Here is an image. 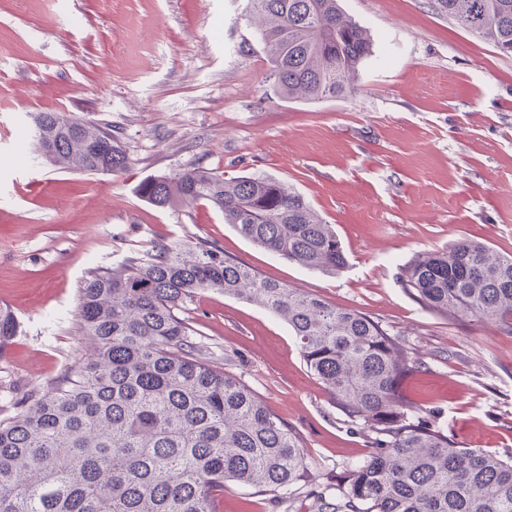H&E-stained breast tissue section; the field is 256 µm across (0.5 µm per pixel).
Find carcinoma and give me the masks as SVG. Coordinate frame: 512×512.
<instances>
[{"label":"carcinoma","instance_id":"1","mask_svg":"<svg viewBox=\"0 0 512 512\" xmlns=\"http://www.w3.org/2000/svg\"><path fill=\"white\" fill-rule=\"evenodd\" d=\"M438 13L512 55V0H434ZM248 20L277 92L321 102L353 89L373 53L339 0H249ZM41 157L89 174L119 173L112 130L61 112L34 117ZM160 207L205 202L242 238L306 269L338 274L336 228L293 186L210 169L138 185ZM402 288L448 321L475 317L512 334V254L470 239L415 254ZM215 291L288 324L301 355L371 451L319 491L305 490L299 437L245 383L212 364L181 313ZM93 341L79 364L0 420V512H221L224 483L274 497L305 493L309 512H512V456L465 448L409 408L400 386L419 359L370 316L267 279L215 245L161 244L85 280L77 303ZM0 305V359L19 333Z\"/></svg>","mask_w":512,"mask_h":512}]
</instances>
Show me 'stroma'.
<instances>
[{"mask_svg": "<svg viewBox=\"0 0 512 512\" xmlns=\"http://www.w3.org/2000/svg\"><path fill=\"white\" fill-rule=\"evenodd\" d=\"M374 38L345 97L283 98L245 19L246 0H0V305L20 332L0 358V419L88 350L79 290L158 243L208 241L288 287L380 321L419 365L403 401L467 448L512 454V335L437 319L400 269L460 238L512 253V56L431 0H340ZM36 112L109 126L125 171L42 160ZM194 168L293 184L336 228L339 275L240 237L206 203L159 208L139 183ZM211 359L300 438L310 487L370 450L307 368L286 323L220 293L184 312ZM228 482L224 512H304Z\"/></svg>", "mask_w": 512, "mask_h": 512, "instance_id": "stroma-1", "label": "stroma"}]
</instances>
